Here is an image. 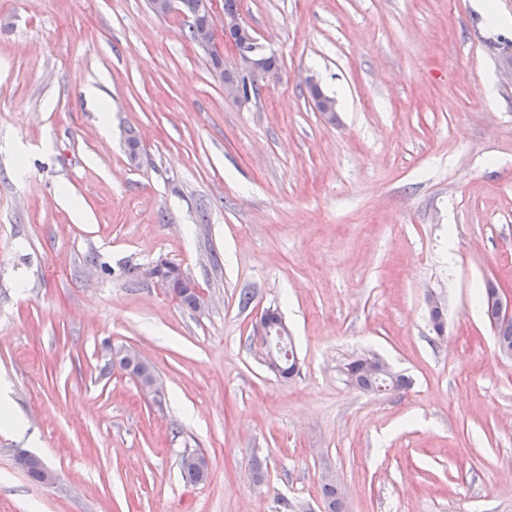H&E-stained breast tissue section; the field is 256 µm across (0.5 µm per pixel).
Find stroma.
<instances>
[{
  "mask_svg": "<svg viewBox=\"0 0 512 512\" xmlns=\"http://www.w3.org/2000/svg\"><path fill=\"white\" fill-rule=\"evenodd\" d=\"M495 5L497 25L482 0H240L278 69L237 100L147 0H0V380L22 423L0 427V512H317L328 470L345 512H512V358L480 301L512 290V0ZM159 260L207 306L126 273ZM269 309L287 381L254 346ZM121 345L162 399L110 367ZM362 353L410 387H347ZM194 449L200 485L178 465ZM261 319L265 325L269 326L272 334L268 331V329L266 331V327L260 325V329L258 330V349L263 351L268 347V338L270 334L271 336H276L274 338L272 347L277 358L279 359V368L277 371L272 372L284 380L293 378L296 374H298L297 359L294 356L295 351L291 342H289L288 336L285 335L284 337L286 339L284 340H282L281 337H278L279 335L277 334V331L283 322L281 315L276 310L269 309ZM290 353L291 357L289 355ZM134 371L142 382H147L156 376L153 366L142 358L135 362ZM142 391L153 398H161L164 388L160 380L155 377L152 381L142 386ZM190 457H194L196 462L186 463V459ZM179 467L183 478L192 484L204 482L209 476L208 460L206 456L200 452H185L179 462Z\"/></svg>",
  "mask_w": 512,
  "mask_h": 512,
  "instance_id": "obj_1",
  "label": "stroma"
}]
</instances>
